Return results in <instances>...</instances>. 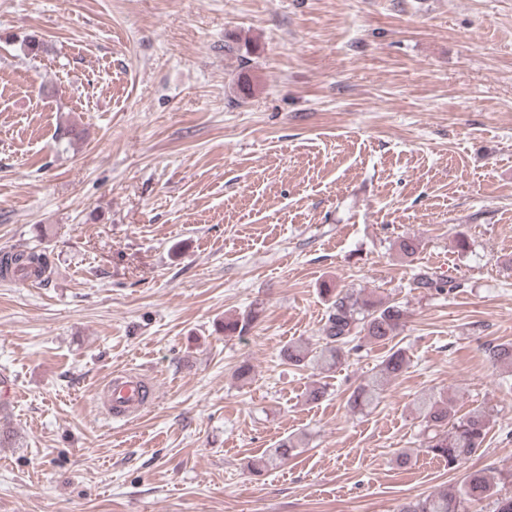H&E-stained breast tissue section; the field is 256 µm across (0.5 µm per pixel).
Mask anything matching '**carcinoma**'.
Returning <instances> with one entry per match:
<instances>
[{
	"label": "carcinoma",
	"instance_id": "cac0c4a2",
	"mask_svg": "<svg viewBox=\"0 0 512 512\" xmlns=\"http://www.w3.org/2000/svg\"><path fill=\"white\" fill-rule=\"evenodd\" d=\"M49 270L46 254L35 247L27 246L0 256L1 278L20 272L43 281ZM412 288L430 295H448L458 284L434 271L421 270L413 278ZM320 293L327 302V313L318 346L290 342L281 349L283 360L293 366H312L322 373L331 372L350 353L360 349L357 341L388 343L399 334L407 318V309L399 301L373 300L352 289L327 284ZM256 319L254 309L240 317H226L224 334L243 336ZM486 354L493 366L512 367V345H492L486 349ZM408 362L403 349H390L382 360L379 375L360 383L350 394L348 403L352 410L361 411L378 404L383 392L382 381L401 374ZM417 410L426 433L423 451L445 462L450 469L457 468L483 446L494 417L493 409L483 405L459 416L449 400L432 396L422 398ZM296 447L297 441L287 437L267 456L251 463L250 470L259 474L281 463ZM508 478L512 480V471L506 475L491 470L472 472L457 485L439 488L423 498L402 504L399 512H471L485 502L492 506L491 512H512V493H501V486Z\"/></svg>",
	"mask_w": 512,
	"mask_h": 512
}]
</instances>
